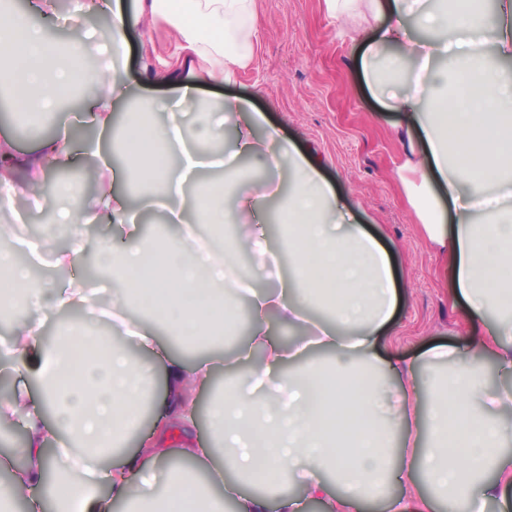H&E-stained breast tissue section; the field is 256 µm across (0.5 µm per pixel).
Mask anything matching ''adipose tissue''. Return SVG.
Returning a JSON list of instances; mask_svg holds the SVG:
<instances>
[{
  "label": "adipose tissue",
  "instance_id": "1",
  "mask_svg": "<svg viewBox=\"0 0 512 512\" xmlns=\"http://www.w3.org/2000/svg\"><path fill=\"white\" fill-rule=\"evenodd\" d=\"M349 38L373 95L401 115L405 158L399 179L414 175L407 201L420 221L449 293L470 330L461 347L433 349L419 364L379 353L398 304L392 251L368 232L326 180L321 162L292 145L270 152L275 174L291 189L280 207L288 233L270 247L254 225L269 186L229 193L238 158L259 153L263 116L249 101L206 100L205 81H232L260 39L256 0H75L79 13L109 11L106 58L86 106L99 130L85 141L90 156L111 153L113 171L133 173L144 207L165 211L170 239L148 248L141 220L117 179L106 178L90 210L74 209L72 184H59L52 206L72 227L66 247L47 230L33 245L61 271L87 250L86 225L110 223L97 253L101 279L121 284L125 302L104 303L98 289L70 278L52 293L31 284L0 229V312L24 301L34 318L16 325L6 357L24 364L40 391L0 395V419L19 416L26 430L15 449L23 460L0 482V512L27 501L32 512H302L301 499L277 493L297 482L324 512H363L389 484L398 491L385 512H485L512 486V386L490 387L480 364L494 359L512 377V0H323ZM33 14L0 10V90L12 105L59 116L82 71L86 39L60 42ZM429 32L415 40L406 23ZM147 26L149 81L178 91V111L194 113L193 132L124 108L129 95L120 62L128 31ZM392 49L394 79L379 83L372 62ZM244 113L231 149L224 115ZM112 136L104 145L101 134ZM65 141L37 137L36 153L16 156L0 142V210L13 206L17 168L41 179L68 161ZM205 170L224 172L189 196ZM210 227L198 236L197 224ZM279 259V290H258L239 253ZM246 300L248 338L225 356L238 384L208 410L209 437L195 443L196 393L211 387L220 363L173 358L166 345L218 343L233 335L228 298ZM96 309L118 338L73 329L55 350L42 345V323L55 310ZM301 328L299 342L273 335L274 322ZM91 355L72 360L73 347ZM331 353L330 365L284 372L309 348ZM163 367L166 393L152 390ZM492 480H485V473ZM432 495H424L422 485Z\"/></svg>",
  "mask_w": 512,
  "mask_h": 512
}]
</instances>
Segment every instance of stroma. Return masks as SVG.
I'll use <instances>...</instances> for the list:
<instances>
[{"mask_svg":"<svg viewBox=\"0 0 512 512\" xmlns=\"http://www.w3.org/2000/svg\"><path fill=\"white\" fill-rule=\"evenodd\" d=\"M258 12L261 39L250 66L236 83L200 86V96L251 100L281 136L321 159L360 222L394 243L403 285L382 357L421 361L435 345H458L467 325L393 175L402 161L398 113L382 108L364 85L354 47L337 37L323 0H258ZM150 37L146 28L130 33L126 81L133 102L172 94L171 87L143 80L141 55ZM9 216L22 237L40 236L55 222L50 207L34 208L22 193Z\"/></svg>","mask_w":512,"mask_h":512,"instance_id":"stroma-1","label":"stroma"}]
</instances>
